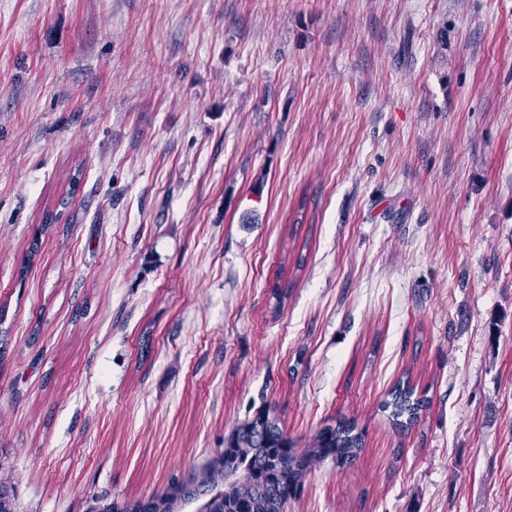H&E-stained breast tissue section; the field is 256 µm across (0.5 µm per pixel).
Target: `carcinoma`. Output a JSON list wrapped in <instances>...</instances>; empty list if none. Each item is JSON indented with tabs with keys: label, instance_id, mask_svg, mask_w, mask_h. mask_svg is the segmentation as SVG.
Wrapping results in <instances>:
<instances>
[{
	"label": "carcinoma",
	"instance_id": "1",
	"mask_svg": "<svg viewBox=\"0 0 512 512\" xmlns=\"http://www.w3.org/2000/svg\"><path fill=\"white\" fill-rule=\"evenodd\" d=\"M391 396L386 407L401 426L417 419L424 408L423 401L412 398V391L405 386L396 387ZM361 447V437L354 433V427L339 423L324 428L300 448L275 420L259 412L234 429L224 454L192 491L177 486L148 502L114 501L103 512H173L176 500L190 502L218 489L224 492V512H282L315 462L331 458L346 463L357 456Z\"/></svg>",
	"mask_w": 512,
	"mask_h": 512
}]
</instances>
